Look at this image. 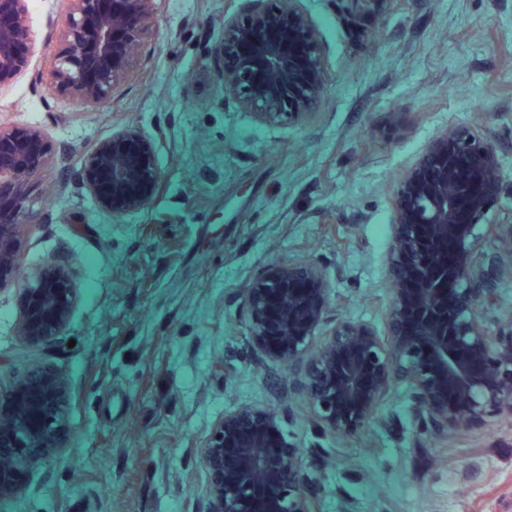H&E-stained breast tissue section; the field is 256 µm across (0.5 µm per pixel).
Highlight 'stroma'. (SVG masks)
<instances>
[{
	"label": "stroma",
	"instance_id": "obj_1",
	"mask_svg": "<svg viewBox=\"0 0 512 512\" xmlns=\"http://www.w3.org/2000/svg\"><path fill=\"white\" fill-rule=\"evenodd\" d=\"M247 0H161L132 76L89 106L47 91L69 0H30L37 42L0 85V123L40 127L52 159L31 182L21 268L63 266L76 293L53 339L16 331L22 275L0 291V398L29 369L68 380L66 445L29 466L0 512H203L200 455L242 407L273 411L320 512H512V424L422 434L393 386L360 433L318 431L300 372L254 350L244 294L271 265L308 261L337 319L385 333L400 181L450 127L499 157L491 223L512 214V0H301L325 76L302 119L263 120L224 90L217 49ZM155 143L162 184L115 216L81 160L112 132Z\"/></svg>",
	"mask_w": 512,
	"mask_h": 512
}]
</instances>
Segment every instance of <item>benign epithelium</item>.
I'll use <instances>...</instances> for the list:
<instances>
[{"mask_svg":"<svg viewBox=\"0 0 512 512\" xmlns=\"http://www.w3.org/2000/svg\"><path fill=\"white\" fill-rule=\"evenodd\" d=\"M28 0H0V84L29 63L35 33ZM157 0H71L63 37L45 83L95 105L112 93L139 53ZM272 11L251 0L247 18L224 24L220 55L231 60L224 89L243 90L265 119H300L320 97L324 77L317 40L299 6ZM36 126L0 125V288L21 259L30 178L47 161ZM498 156L484 133L458 126L434 140L400 183L389 274L394 296L386 335L338 319L317 341L329 300L314 265L274 264L246 290L252 345L280 363L304 366V392L316 427L338 438L358 434L396 383L416 402L430 436L462 425L512 421V320L490 325L485 308L498 295L501 257L481 249L495 232L512 257V216L489 223L501 186ZM84 188L96 205L122 216L149 203L161 180L154 142L134 129L112 132L82 157ZM438 239L454 245L448 264ZM74 291L60 269L33 271L20 295L18 333L53 338L67 325ZM68 385L63 374L33 368L0 401V499L20 491L14 476L61 447ZM209 490L204 512H319L298 448L277 417L241 408L224 414L202 450Z\"/></svg>","mask_w":512,"mask_h":512,"instance_id":"7a95c632","label":"benign epithelium"}]
</instances>
